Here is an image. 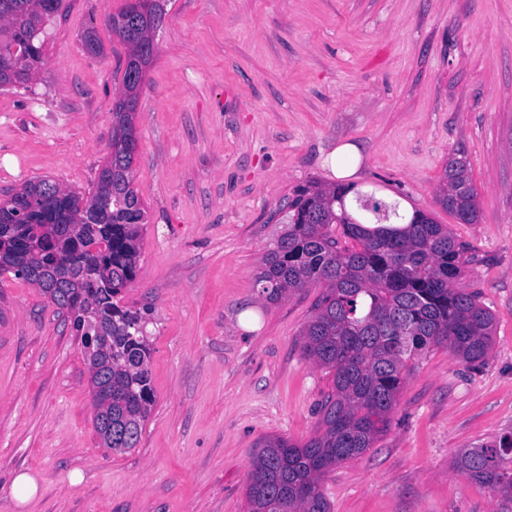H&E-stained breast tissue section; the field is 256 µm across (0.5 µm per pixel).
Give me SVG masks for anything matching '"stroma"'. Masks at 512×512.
Listing matches in <instances>:
<instances>
[{
	"label": "stroma",
	"mask_w": 512,
	"mask_h": 512,
	"mask_svg": "<svg viewBox=\"0 0 512 512\" xmlns=\"http://www.w3.org/2000/svg\"><path fill=\"white\" fill-rule=\"evenodd\" d=\"M126 0H64L28 87L0 89V199L47 178L91 197L112 139ZM140 94L134 186L146 207L120 296L151 349L137 447L103 448L69 318L0 275V512H247L260 438H310L332 387L302 351L321 291L271 303L255 277L297 188L361 150L353 181L447 225L474 256L461 284L495 315L484 366L448 346L415 360L388 432L322 484L331 512H512L456 454L512 432V0H165ZM96 26L99 53L82 34ZM465 157L477 223L437 202ZM35 477L34 498L12 495ZM336 155H347L355 159H359L361 156L360 148L354 143H346L333 151L323 161V166L329 165L331 173L337 178L352 177L358 172L357 165L343 168L336 165Z\"/></svg>",
	"instance_id": "35a3bbf8"
}]
</instances>
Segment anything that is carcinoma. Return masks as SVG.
Instances as JSON below:
<instances>
[{
	"label": "carcinoma",
	"instance_id": "obj_1",
	"mask_svg": "<svg viewBox=\"0 0 512 512\" xmlns=\"http://www.w3.org/2000/svg\"><path fill=\"white\" fill-rule=\"evenodd\" d=\"M52 14L41 0H0V88L24 87L44 64V27ZM163 0H130L105 19L127 47L122 90L112 106V168L102 170L90 198L67 191L52 208L44 188L28 181L0 200V246L13 271L40 288L82 327L75 302L94 307L91 372L94 426L115 451L138 445L153 405L149 348L138 313L114 302L138 272L145 210L133 186L136 128L125 109L137 105L156 57L153 33ZM438 201L454 216L477 222L479 207L467 161L450 158ZM467 248L431 216L364 194L352 184L309 186L289 205L288 222L257 275L261 293L278 302L321 288L302 329L306 356L332 377L316 431L296 442L267 436L256 444L247 487L248 512H331L321 489L337 465L364 454L390 426L414 360L446 345L469 364L483 363L495 316L462 286ZM455 466L512 499V432L459 452Z\"/></svg>",
	"mask_w": 512,
	"mask_h": 512
}]
</instances>
